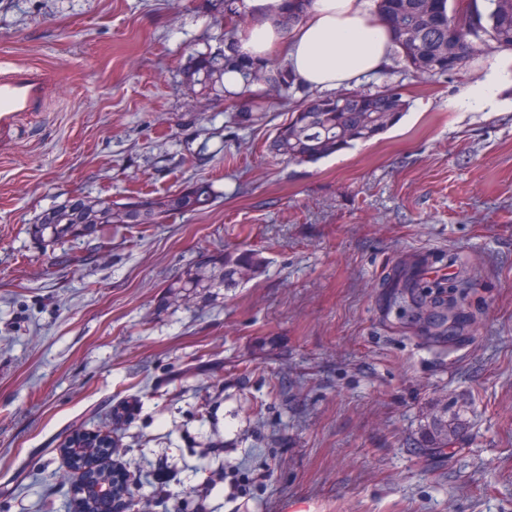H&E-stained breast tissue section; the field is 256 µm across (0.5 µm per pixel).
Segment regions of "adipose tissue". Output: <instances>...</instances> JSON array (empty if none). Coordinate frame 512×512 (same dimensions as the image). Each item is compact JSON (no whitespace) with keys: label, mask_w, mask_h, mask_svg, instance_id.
<instances>
[{"label":"adipose tissue","mask_w":512,"mask_h":512,"mask_svg":"<svg viewBox=\"0 0 512 512\" xmlns=\"http://www.w3.org/2000/svg\"><path fill=\"white\" fill-rule=\"evenodd\" d=\"M244 4L252 22L240 37V53L266 57L283 50L289 71L309 88L351 87L389 55L388 31L368 0H313L307 17L289 31L278 22L281 0Z\"/></svg>","instance_id":"obj_1"}]
</instances>
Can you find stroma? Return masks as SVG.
<instances>
[{
  "mask_svg": "<svg viewBox=\"0 0 512 512\" xmlns=\"http://www.w3.org/2000/svg\"><path fill=\"white\" fill-rule=\"evenodd\" d=\"M223 45L208 0H0V61L59 75L0 139V512H73L61 445L80 429L132 468L177 462L188 500L221 465L273 471L230 503L214 490V512H512V51L429 81L390 56L358 88L400 86L399 123L299 165L265 144L303 90L251 131L237 95L188 82L191 55ZM492 70L495 104L461 107ZM199 179L206 211L32 235L71 196L161 201ZM243 247L254 278L169 300L204 255ZM411 270L468 278L447 342L399 320ZM445 410L464 430L438 453L425 431Z\"/></svg>",
  "mask_w": 512,
  "mask_h": 512,
  "instance_id": "35a3bbf8",
  "label": "stroma"
}]
</instances>
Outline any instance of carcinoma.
<instances>
[{"label":"carcinoma","instance_id":"cac0c4a2","mask_svg":"<svg viewBox=\"0 0 512 512\" xmlns=\"http://www.w3.org/2000/svg\"><path fill=\"white\" fill-rule=\"evenodd\" d=\"M224 14V48L199 52L192 57L185 76L208 95L224 93V73L235 70L244 85L266 82L280 94L296 85L286 65L269 58L238 54L234 39L247 22L243 0H217ZM281 24L290 29L308 14L312 0H284ZM375 14L387 28L393 46L405 66L420 78L443 77L461 70L483 47L512 49V0H375ZM407 100L389 85L374 91L345 89L330 94H309L290 112L288 121L276 128L269 143L271 153L297 163H314L331 154L368 141L393 127L407 110ZM235 122L253 130L266 124L265 105L244 101ZM216 197L212 183L200 179L161 202L133 200L119 203L109 197L83 196L75 204H61L43 214L34 234L54 244L87 236L102 224H156L170 212H198ZM263 259L256 252H218L191 266L168 284L175 301L209 293L249 280L259 273ZM411 302L401 306L400 316L438 343L448 338V325L464 312L470 288L461 276L427 280L419 274L407 279ZM459 418L442 414L433 419L426 433L427 447L441 450L456 439Z\"/></svg>","mask_w":512,"mask_h":512}]
</instances>
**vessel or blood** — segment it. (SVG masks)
I'll return each mask as SVG.
<instances>
[{
  "label": "vessel or blood",
  "instance_id": "vessel-or-blood-1",
  "mask_svg": "<svg viewBox=\"0 0 512 512\" xmlns=\"http://www.w3.org/2000/svg\"><path fill=\"white\" fill-rule=\"evenodd\" d=\"M55 84V74L39 65H0V129L16 117L42 111Z\"/></svg>",
  "mask_w": 512,
  "mask_h": 512
}]
</instances>
